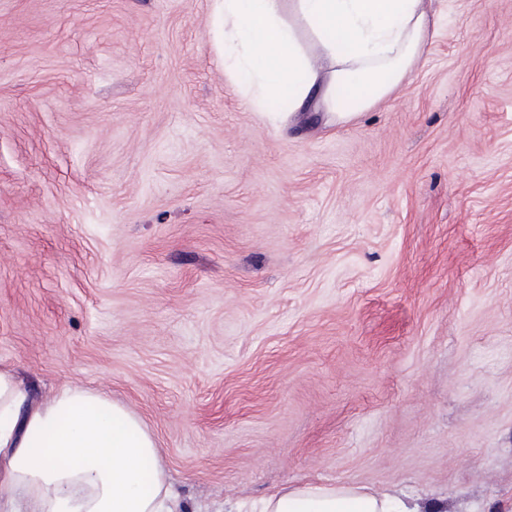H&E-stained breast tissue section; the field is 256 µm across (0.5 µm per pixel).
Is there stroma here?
I'll return each mask as SVG.
<instances>
[{
    "mask_svg": "<svg viewBox=\"0 0 512 512\" xmlns=\"http://www.w3.org/2000/svg\"><path fill=\"white\" fill-rule=\"evenodd\" d=\"M213 0H0V362L135 410L190 512H512V0L385 105L255 109ZM252 512H444V508L441 503L432 502L426 511H419V506L404 495L363 487L307 484L270 493L260 510Z\"/></svg>",
    "mask_w": 512,
    "mask_h": 512,
    "instance_id": "1",
    "label": "stroma"
}]
</instances>
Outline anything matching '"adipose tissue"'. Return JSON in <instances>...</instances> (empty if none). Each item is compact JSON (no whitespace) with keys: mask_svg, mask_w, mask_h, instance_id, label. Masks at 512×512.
<instances>
[{"mask_svg":"<svg viewBox=\"0 0 512 512\" xmlns=\"http://www.w3.org/2000/svg\"><path fill=\"white\" fill-rule=\"evenodd\" d=\"M224 71L254 102L347 122L392 96L437 27V0H217ZM310 40L300 45L298 27ZM0 512H187L128 406L80 386L31 401L0 364ZM259 512H444L399 494L308 484Z\"/></svg>","mask_w":512,"mask_h":512,"instance_id":"obj_1","label":"adipose tissue"}]
</instances>
